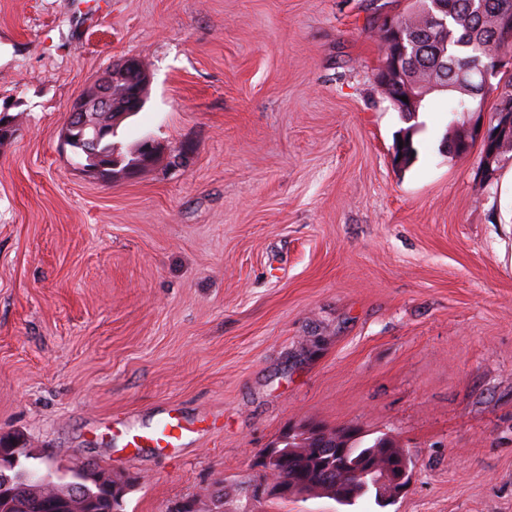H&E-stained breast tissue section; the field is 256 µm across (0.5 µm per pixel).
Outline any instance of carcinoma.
Instances as JSON below:
<instances>
[{
	"label": "carcinoma",
	"mask_w": 512,
	"mask_h": 512,
	"mask_svg": "<svg viewBox=\"0 0 512 512\" xmlns=\"http://www.w3.org/2000/svg\"><path fill=\"white\" fill-rule=\"evenodd\" d=\"M448 24L435 26L429 12L433 0H415L416 7L401 18L407 35L416 50L407 55L397 83L411 86L423 94L419 109L427 106L428 97L435 93L437 78L448 81L447 112L448 141L453 142L463 132L460 117L473 111L484 97L475 73L496 58L512 54V31L502 32L500 14L512 10V0H446ZM107 163L112 169L126 170L141 162L142 152L135 148L126 155L115 154L112 138H107ZM321 436L308 435L303 441H288V434L277 439L270 451L279 456L272 469H265L263 455L256 466L261 468L257 485L288 488L291 496L305 492L313 496L330 497L344 505L372 497L382 503L377 491L368 483L350 484V475L361 466L372 464L386 468L400 454L399 444L387 435L365 440L356 428H346L343 436L322 426ZM26 462L11 470V488L17 490L13 512H69L72 488H80L83 512H126V497L136 478L126 477L111 485L97 479L100 467L89 462L78 470L65 474L47 452H19ZM51 474L54 480L44 483L42 477Z\"/></svg>",
	"instance_id": "cac0c4a2"
}]
</instances>
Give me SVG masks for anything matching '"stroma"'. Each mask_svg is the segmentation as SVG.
<instances>
[{"label":"stroma","instance_id":"obj_1","mask_svg":"<svg viewBox=\"0 0 512 512\" xmlns=\"http://www.w3.org/2000/svg\"><path fill=\"white\" fill-rule=\"evenodd\" d=\"M413 4L0 0V440L137 476L126 512H210L288 427L354 426L412 456L403 496L252 512H512V158L483 181L446 99L382 95L378 28ZM131 55L114 149L157 154L107 179L61 135ZM170 412L184 446L127 447Z\"/></svg>","mask_w":512,"mask_h":512}]
</instances>
